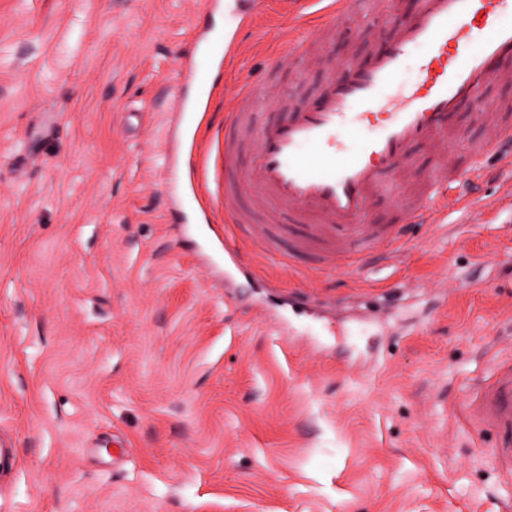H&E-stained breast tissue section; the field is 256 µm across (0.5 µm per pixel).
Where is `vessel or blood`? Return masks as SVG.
Wrapping results in <instances>:
<instances>
[{
    "label": "vessel or blood",
    "instance_id": "vessel-or-blood-1",
    "mask_svg": "<svg viewBox=\"0 0 512 512\" xmlns=\"http://www.w3.org/2000/svg\"><path fill=\"white\" fill-rule=\"evenodd\" d=\"M359 0H302L299 34L288 37V53L301 64L314 63L310 50L335 36L336 21ZM373 8L393 29L391 41L358 61L340 64L329 73L316 101L295 103L273 92L255 96L242 81L230 102L224 135V199L251 192L267 217L258 239L269 244L284 230V220L298 224L294 248L332 269L358 259L366 249L396 245L403 236L399 224L369 221L375 200L396 180H411L412 150L429 146L435 155L423 190L404 197L402 207L412 224L438 223L449 205L478 204L473 186L486 178L482 165L490 154L512 155V125L493 120L497 102L483 100L489 84L506 73L512 53V0H417L410 9L393 13L387 0ZM195 52L210 68L223 69L233 58V46L212 31L196 34ZM427 50L415 86L396 97H382L403 66L410 48ZM175 101L179 114L198 110L211 97L212 87L195 60L182 63ZM260 99L263 111L250 109ZM471 104L486 121L488 135L468 139L454 117L462 104ZM384 113L376 134L360 138L356 149L337 143L336 132L349 126L363 129L369 115ZM252 140L256 151L239 166L240 141ZM320 150L321 159L306 155Z\"/></svg>",
    "mask_w": 512,
    "mask_h": 512
}]
</instances>
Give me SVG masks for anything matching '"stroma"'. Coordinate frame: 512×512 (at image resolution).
Instances as JSON below:
<instances>
[{"mask_svg":"<svg viewBox=\"0 0 512 512\" xmlns=\"http://www.w3.org/2000/svg\"><path fill=\"white\" fill-rule=\"evenodd\" d=\"M202 0H0V512H512L477 405L512 372V164L484 207L409 224L395 258L313 270L225 228V99L270 72L290 0H264L214 79L196 195L164 182L171 89ZM363 18L318 44L360 59Z\"/></svg>","mask_w":512,"mask_h":512,"instance_id":"1","label":"stroma"}]
</instances>
